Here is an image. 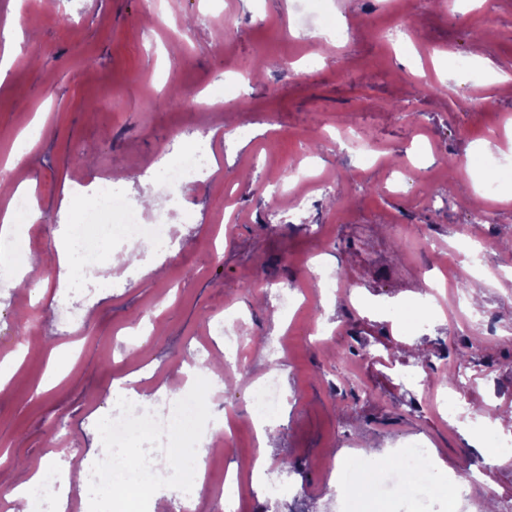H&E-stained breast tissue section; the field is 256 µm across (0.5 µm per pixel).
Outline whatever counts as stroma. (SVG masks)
Masks as SVG:
<instances>
[{
  "mask_svg": "<svg viewBox=\"0 0 512 512\" xmlns=\"http://www.w3.org/2000/svg\"><path fill=\"white\" fill-rule=\"evenodd\" d=\"M388 2L382 37L335 50L317 39L320 21L302 0H0V24L26 31L19 46L0 40L11 59L0 79V178L34 200L21 229L43 258L39 288L0 294V343L43 342L0 396L9 482L91 455L113 382L135 378L147 399L177 393L186 362L214 349L215 325L230 313L245 350L223 357L224 403L211 415L228 427L222 448L203 449L210 481L198 512H214L228 473L239 477L241 512L268 503L342 512L338 467L360 449L413 438L440 474H479L484 490L464 489L458 512L512 502V458L493 465L485 453L512 430V177L479 195L474 164L483 148L512 170V98L489 80L494 69L512 73V11L483 0ZM478 26L493 30L492 42L475 43ZM343 57L354 80L336 71ZM175 87L197 90V111L170 101ZM34 124L42 131L29 155L8 165ZM201 137L212 168L181 193L163 276L143 271L151 249L126 248L121 266L100 267L84 335L64 334L54 239L73 221L72 183L117 176L153 212L164 197L136 165L162 150L177 160ZM79 148L88 159L76 166ZM451 164L460 169L452 180L443 175ZM300 190L315 208L292 209ZM317 260L337 271L345 295L310 273ZM277 288L293 295L289 312ZM430 290L442 308L406 325L403 311ZM272 370L283 395L261 446L251 395ZM430 388L464 398V418L431 411ZM481 410L502 426H476ZM470 434L483 447H470ZM260 461L268 491L249 477ZM305 480L309 496L293 503Z\"/></svg>",
  "mask_w": 512,
  "mask_h": 512,
  "instance_id": "stroma-1",
  "label": "stroma"
}]
</instances>
